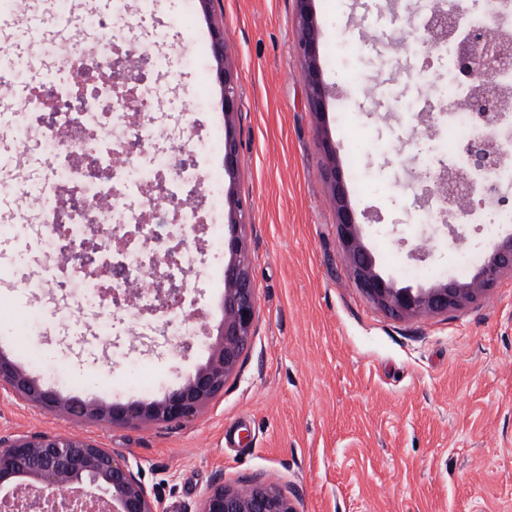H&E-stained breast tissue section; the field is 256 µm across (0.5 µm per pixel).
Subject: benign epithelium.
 Masks as SVG:
<instances>
[{"mask_svg": "<svg viewBox=\"0 0 512 512\" xmlns=\"http://www.w3.org/2000/svg\"><path fill=\"white\" fill-rule=\"evenodd\" d=\"M297 39L295 51L304 64L309 88L310 108L317 119L325 114L327 86L324 83L319 55V25L312 0H296ZM445 36L459 40L458 70L462 78L473 82H494L500 64L512 58V41L505 39L495 48L481 47L475 32L462 33L448 25ZM212 55L218 63L217 79L223 89L224 174L230 179L225 195L228 205L229 237L224 242L229 260L224 265L222 320L216 340L208 344L207 362L190 374L177 388L162 399L151 402H102L95 399L65 397L47 388L41 380L0 353V391L30 406L59 413L77 425L107 422L113 425H137L147 422L180 423L195 416L208 402L224 391V383L237 369L244 351L254 336L256 293L251 264L241 233L244 226V203L234 188L242 162V143L236 136L238 118L239 73L229 61L224 32L212 30ZM126 63L112 71V88L134 97ZM468 108L477 113L487 126L496 127L505 119L504 100L484 90L473 89ZM321 147L328 160L327 183L336 205V230L354 281L372 303L397 315L440 314L473 303L494 286L499 277L512 273V237L492 246L479 272L470 279L439 281L428 288L399 287L384 278L364 244L336 147L327 137ZM464 151L483 169L505 160L494 136L465 145ZM451 181L441 192L450 214L462 207L463 191L456 173L447 170ZM154 290L162 307L181 298L183 286L154 273ZM68 489V500L58 504L53 499L55 487ZM8 488L16 495L28 496L11 502L0 497V506L20 512L41 508L45 512L77 508L82 512H161V501L152 495L125 457L102 448L76 434L48 432L16 433L0 436V491ZM199 512H298L288 490L260 477L249 481L247 490L224 484L217 478L203 493Z\"/></svg>", "mask_w": 512, "mask_h": 512, "instance_id": "benign-epithelium-1", "label": "benign epithelium"}]
</instances>
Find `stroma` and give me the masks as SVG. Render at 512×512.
<instances>
[{"instance_id": "obj_1", "label": "stroma", "mask_w": 512, "mask_h": 512, "mask_svg": "<svg viewBox=\"0 0 512 512\" xmlns=\"http://www.w3.org/2000/svg\"><path fill=\"white\" fill-rule=\"evenodd\" d=\"M119 49L146 46L155 62L149 107L174 148L223 174L222 154L199 146L223 130L211 30L222 25L241 76L235 188L248 203L243 234L257 296L255 335L224 391L183 424L78 426L0 394V435L81 433L125 457L164 512H198L216 477L245 487L262 477L287 487L298 512H512V274L480 299L443 314L396 316L353 280L336 234L320 141L329 138L378 271L425 288L455 277L478 225L453 233L423 219L426 198L407 171L448 165L442 59L427 62L405 10L376 19L374 0H313L330 95L316 119L294 52L295 0H125ZM32 0H0V16L65 20ZM186 235L195 262L186 316L190 349L157 314L87 305L76 288L29 291L44 257L20 223L0 219V315L23 334L0 352L68 396L152 401L202 366L205 330L222 319L224 264L208 225L226 224L207 186ZM429 251L418 262L410 252ZM147 373L151 389L137 377Z\"/></svg>"}]
</instances>
